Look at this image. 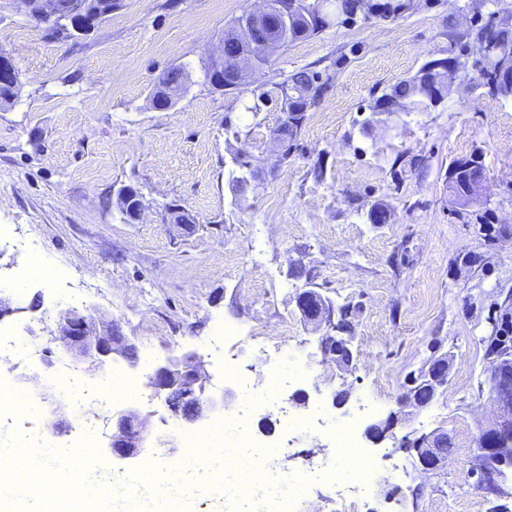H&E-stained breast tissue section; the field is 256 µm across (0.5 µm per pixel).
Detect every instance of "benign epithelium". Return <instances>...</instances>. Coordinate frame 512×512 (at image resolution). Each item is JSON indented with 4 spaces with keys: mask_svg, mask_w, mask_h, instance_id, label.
Returning <instances> with one entry per match:
<instances>
[{
    "mask_svg": "<svg viewBox=\"0 0 512 512\" xmlns=\"http://www.w3.org/2000/svg\"><path fill=\"white\" fill-rule=\"evenodd\" d=\"M24 15L45 26L51 32L70 16L84 10V0H77L70 6L63 0H19ZM277 28L287 35L288 17L273 19L271 0H263V8L244 14L234 30V36L222 38V54L219 60L224 69L233 73L237 82L244 79L242 63L248 62L255 68L266 65L270 57L280 49L283 41L256 38L262 28ZM500 63L496 68V84L512 87V56L498 52ZM435 68L448 70V85L442 94L451 95L454 89L472 88L470 75L476 70L475 57L465 59L454 53L438 59ZM190 90V83L180 81L172 86L166 99L154 103L158 110L172 108L178 99ZM453 179L463 178L462 186L455 191V199L462 204H472L482 198L484 173L477 169L474 160L463 159L450 171ZM295 303L302 318L314 329L324 331L321 348L324 356L345 371L354 368L357 349L352 336L350 309H338L316 289L306 285L296 294ZM53 342L63 353L90 361L98 370L112 366L118 360L131 366L138 364V348L133 339L124 335L116 323L96 320L93 316L75 307L57 311V330ZM206 374L201 357L187 352L179 357H167L150 368L148 386L153 392L164 397L172 417L180 424H194L206 419L217 409H223L236 397L230 389H223L218 395L206 394ZM448 382V357L440 352V345L430 346V356L422 367L406 378L399 398V410L390 413L382 422L367 428V437L382 442L394 437V430L402 414L408 409L422 410L437 402L444 394ZM490 382L493 386L492 402L496 417L483 427L478 435L476 474L481 479V489L489 494H502V481H485L488 465L504 466L502 451L512 441V363L502 359L492 362ZM178 431L170 429L155 433L149 421L135 407L131 406L112 418V434L107 452L116 460H129L153 451H162L168 456L178 450ZM408 451L415 453L420 471L427 473L439 468L445 462L446 453L440 450L445 440L444 433L434 430L429 433L413 432Z\"/></svg>",
    "mask_w": 512,
    "mask_h": 512,
    "instance_id": "1",
    "label": "benign epithelium"
}]
</instances>
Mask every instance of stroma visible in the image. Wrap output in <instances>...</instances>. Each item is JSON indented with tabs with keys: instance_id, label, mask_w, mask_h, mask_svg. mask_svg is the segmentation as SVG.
Listing matches in <instances>:
<instances>
[{
	"instance_id": "stroma-1",
	"label": "stroma",
	"mask_w": 512,
	"mask_h": 512,
	"mask_svg": "<svg viewBox=\"0 0 512 512\" xmlns=\"http://www.w3.org/2000/svg\"><path fill=\"white\" fill-rule=\"evenodd\" d=\"M121 2L75 41L47 39L14 6L0 11V52L23 74L18 99L0 109V275L24 271L38 251L56 280L29 283L21 311L1 318L0 329L50 348L56 312L74 288L81 308L105 313L136 341L140 360L198 353L210 393L224 388L231 358L251 392L265 390L275 361L257 349L283 343L312 367L294 413L332 406L342 390L352 405L365 394L375 408L362 431L396 410L406 376L439 343L447 389L371 445L409 476H387L369 507L490 512L470 471L480 428L494 415L487 338L512 312V100L471 90L431 109H373L392 84L447 57L449 17L481 0H414L393 20L331 26L280 49L227 93L209 85L203 64L260 0ZM339 57L345 63L311 111L291 164L280 165L271 139L280 114L272 105L249 112L254 90ZM174 66L184 67L191 89L173 109L155 110L150 93ZM228 121L246 138L225 133ZM238 150L251 154L258 185L232 184ZM474 154L484 161L485 197L462 206L448 173L452 161ZM124 185L143 197L140 221L125 222L116 206ZM172 203L193 227L169 221ZM374 206L388 223L368 221ZM296 261L314 269L316 288L335 305L354 306L352 373L325 362L319 334L306 329L295 305L305 281L289 273ZM221 325L236 333L210 350ZM436 429L452 448L443 468L424 474L401 439ZM321 461L332 465L336 456L311 436L277 465L302 476Z\"/></svg>"
}]
</instances>
